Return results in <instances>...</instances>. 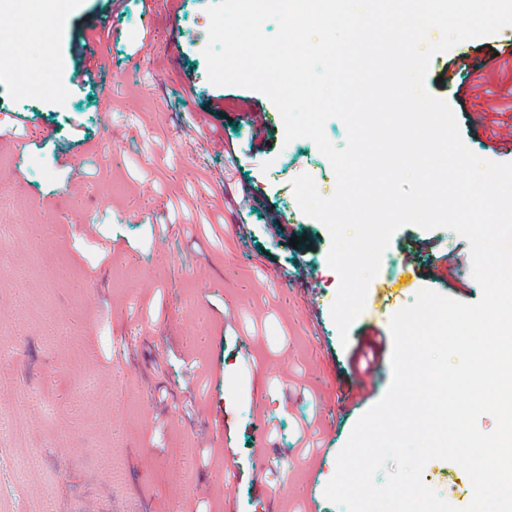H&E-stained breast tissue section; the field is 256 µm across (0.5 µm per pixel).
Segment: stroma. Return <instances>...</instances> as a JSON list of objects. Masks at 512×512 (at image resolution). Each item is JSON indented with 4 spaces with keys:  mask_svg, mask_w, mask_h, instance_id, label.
Masks as SVG:
<instances>
[{
    "mask_svg": "<svg viewBox=\"0 0 512 512\" xmlns=\"http://www.w3.org/2000/svg\"><path fill=\"white\" fill-rule=\"evenodd\" d=\"M110 2L0 0V343L16 348L0 370V512H170L187 496L190 512H345L324 489L391 379L386 351L371 398L350 402L363 340L421 289L477 301L470 245L400 228L341 341L330 235L291 187L306 172L332 195L328 160L285 142L266 96L208 81L210 0L159 8L149 33L143 0H118L112 71L77 82L72 33ZM489 54L480 38L437 53L424 85L499 162L512 135L486 140L470 91L441 80ZM225 167L230 212L210 207ZM216 421L223 448L204 465ZM423 478L454 506L473 498L454 463Z\"/></svg>",
    "mask_w": 512,
    "mask_h": 512,
    "instance_id": "obj_1",
    "label": "stroma"
}]
</instances>
